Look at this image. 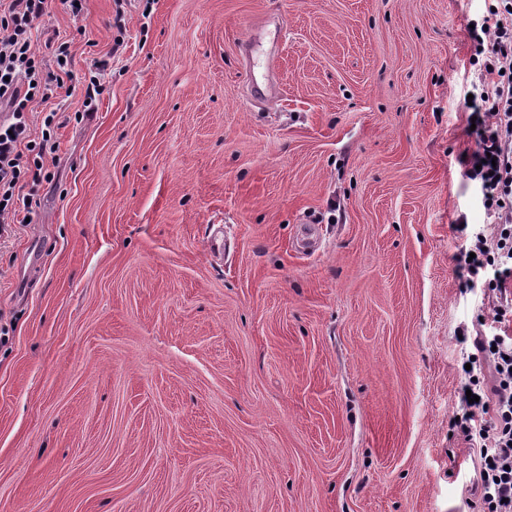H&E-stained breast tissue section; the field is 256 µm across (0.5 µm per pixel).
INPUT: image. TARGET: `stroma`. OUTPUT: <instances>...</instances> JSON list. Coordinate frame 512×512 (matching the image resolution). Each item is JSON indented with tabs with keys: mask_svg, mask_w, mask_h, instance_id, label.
<instances>
[{
	"mask_svg": "<svg viewBox=\"0 0 512 512\" xmlns=\"http://www.w3.org/2000/svg\"><path fill=\"white\" fill-rule=\"evenodd\" d=\"M484 0H85L0 242V512H481L454 226ZM120 50H113L114 41ZM104 92L87 107L84 89Z\"/></svg>",
	"mask_w": 512,
	"mask_h": 512,
	"instance_id": "1",
	"label": "stroma"
}]
</instances>
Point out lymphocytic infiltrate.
Instances as JSON below:
<instances>
[{
    "label": "lymphocytic infiltrate",
    "mask_w": 512,
    "mask_h": 512,
    "mask_svg": "<svg viewBox=\"0 0 512 512\" xmlns=\"http://www.w3.org/2000/svg\"><path fill=\"white\" fill-rule=\"evenodd\" d=\"M61 4L74 19L83 6L76 0H0V237L25 223L47 178L46 147L36 140L37 125L59 123L56 111L37 114L36 103L47 102L69 72L71 44L50 43V56L33 44V30ZM489 11L479 28L468 31L480 69L491 81L468 110L476 127L462 156L465 174L479 182L483 205L494 224L493 236L475 235L460 249L466 284L474 288L486 273L495 284L494 320L512 313V0H488ZM467 357L465 389L477 395L467 404L458 425L480 455L473 494L486 512H512V336H475ZM494 382L486 384L484 373Z\"/></svg>",
    "instance_id": "f902f5d3"
}]
</instances>
